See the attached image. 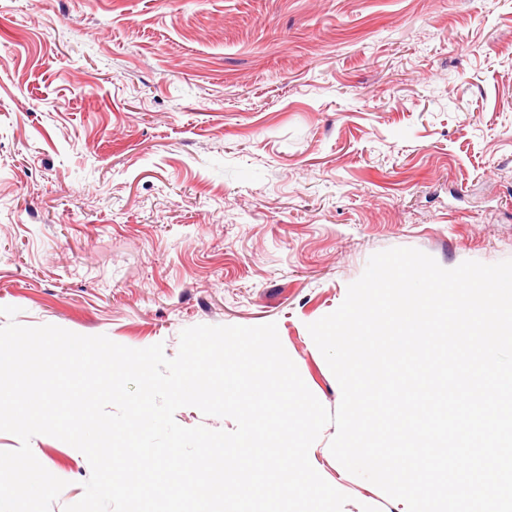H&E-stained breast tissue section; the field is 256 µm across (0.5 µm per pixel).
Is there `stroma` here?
<instances>
[{
    "mask_svg": "<svg viewBox=\"0 0 512 512\" xmlns=\"http://www.w3.org/2000/svg\"><path fill=\"white\" fill-rule=\"evenodd\" d=\"M512 259V0H0V306L131 348L273 322L328 409L307 326L371 255ZM0 315V327L8 324ZM342 512H404L333 457ZM38 461L84 494L86 457Z\"/></svg>",
    "mask_w": 512,
    "mask_h": 512,
    "instance_id": "stroma-1",
    "label": "stroma"
}]
</instances>
